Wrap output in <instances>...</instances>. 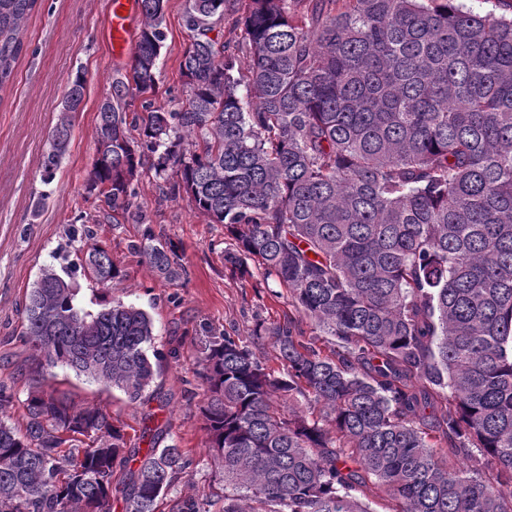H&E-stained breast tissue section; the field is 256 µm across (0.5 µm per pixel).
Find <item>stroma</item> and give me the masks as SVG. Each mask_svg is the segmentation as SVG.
I'll return each mask as SVG.
<instances>
[{"label":"stroma","instance_id":"1","mask_svg":"<svg viewBox=\"0 0 512 512\" xmlns=\"http://www.w3.org/2000/svg\"><path fill=\"white\" fill-rule=\"evenodd\" d=\"M187 0H167L156 75L155 104L178 108L185 99L179 64L190 44L184 14ZM110 0H39L25 27L28 49L13 81L0 90V383L14 393L0 412L17 423L32 383L33 359L19 341L27 288L41 268L68 260L83 305L94 301L98 287L81 271L88 242L101 244L121 269L115 296L145 310L154 323V347L161 352L157 373L142 399L130 401L123 391L87 381L58 367L46 385L66 393L75 403L107 408L114 423L124 425L135 447L144 419L168 424L194 470L170 489L158 512H171L186 496L210 495L209 512H222L217 493L222 473L201 427L202 398L196 374L202 342L229 332L250 338L256 332L294 321L303 336L316 334L310 319L299 314L286 289L267 284L259 269L240 275L224 261V227L209 223L187 194L161 197L160 180L150 166L137 178L136 207L143 221L91 224L93 196L85 185L95 158V126L99 107L110 96L112 80L124 75L130 58L118 59L110 46ZM83 71L87 81L83 108L73 116L67 153L51 181H44L42 157L49 133L62 109L66 80ZM179 248L184 279L159 278L134 251L145 227Z\"/></svg>","mask_w":512,"mask_h":512}]
</instances>
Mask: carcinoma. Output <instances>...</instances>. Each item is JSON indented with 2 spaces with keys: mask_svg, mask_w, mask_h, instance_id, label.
Here are the masks:
<instances>
[{
  "mask_svg": "<svg viewBox=\"0 0 512 512\" xmlns=\"http://www.w3.org/2000/svg\"><path fill=\"white\" fill-rule=\"evenodd\" d=\"M226 0H188L185 102L155 105L166 0L144 17L130 71L100 106L88 192L95 224L132 210L145 153L169 193L224 225V261L257 264L296 310L336 341L267 332L276 376L223 332L200 351L199 407L224 481V512H370L353 492L371 478L396 512H512V15L463 0H238L246 69L209 37ZM38 0H0V88ZM86 90L66 82L43 156L44 179L70 143ZM144 96L143 114L127 97ZM137 250L166 281L185 268L144 230ZM83 270L109 289L122 272L92 244ZM71 270L45 266L28 289L19 341L41 372L66 366L140 400L160 354L153 322L120 299L87 311ZM288 400V412L273 405ZM322 405L325 424L303 413ZM23 426L0 420V512H157L187 458L165 425L149 448L100 406L33 384ZM344 439L336 447L329 429ZM448 439L439 457L431 433ZM491 473L463 466L475 453ZM173 512H208L193 496Z\"/></svg>",
  "mask_w": 512,
  "mask_h": 512,
  "instance_id": "carcinoma-1",
  "label": "carcinoma"
}]
</instances>
